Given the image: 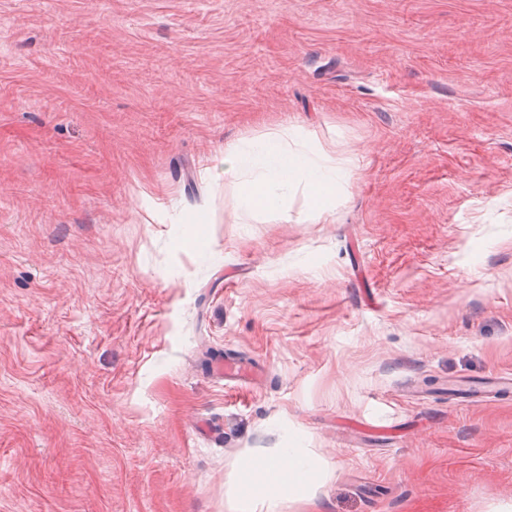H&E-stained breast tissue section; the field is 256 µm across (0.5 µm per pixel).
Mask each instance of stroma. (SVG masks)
<instances>
[{"instance_id":"35a3bbf8","label":"stroma","mask_w":512,"mask_h":512,"mask_svg":"<svg viewBox=\"0 0 512 512\" xmlns=\"http://www.w3.org/2000/svg\"><path fill=\"white\" fill-rule=\"evenodd\" d=\"M293 129L335 209L245 214ZM295 446L314 512H512V0H0V512ZM292 148L281 137L245 141L224 161L225 176L235 181L237 203L248 214L277 212L288 220V189L303 184L308 191L306 219L320 220L336 207V189L349 168L324 152ZM244 169L253 171L245 177Z\"/></svg>"}]
</instances>
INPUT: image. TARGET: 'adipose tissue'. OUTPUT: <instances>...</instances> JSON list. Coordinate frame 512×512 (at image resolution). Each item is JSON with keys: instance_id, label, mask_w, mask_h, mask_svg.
Masks as SVG:
<instances>
[{"instance_id": "adipose-tissue-1", "label": "adipose tissue", "mask_w": 512, "mask_h": 512, "mask_svg": "<svg viewBox=\"0 0 512 512\" xmlns=\"http://www.w3.org/2000/svg\"><path fill=\"white\" fill-rule=\"evenodd\" d=\"M225 176L234 180L239 208L248 214H287L289 189L308 191L306 217L319 220L336 203V189L349 169L325 153L293 148L282 138L246 141L229 154ZM318 467L300 448H269L242 456L228 492L230 512H281L284 504L304 499Z\"/></svg>"}]
</instances>
